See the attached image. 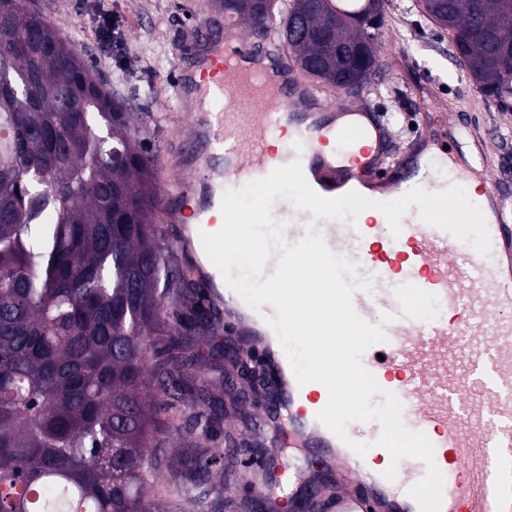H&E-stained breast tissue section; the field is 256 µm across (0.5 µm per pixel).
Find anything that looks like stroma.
<instances>
[{"label": "stroma", "instance_id": "obj_1", "mask_svg": "<svg viewBox=\"0 0 512 512\" xmlns=\"http://www.w3.org/2000/svg\"><path fill=\"white\" fill-rule=\"evenodd\" d=\"M414 2L386 0L384 24L378 32L381 67L356 94L392 119L395 145L401 150L419 132L415 87L422 81L428 83L435 99L431 111L442 108L463 114L486 143L490 172L512 207V112L501 111L476 91L467 71L448 54L447 31L418 12ZM30 5L62 37L71 40L75 50L95 67L105 87L127 102L136 141L151 154L154 164H161L172 140L184 131L175 84L182 62L179 47L203 21L210 36L223 38V14L215 11L211 0H31ZM103 8L112 14L118 46L102 47L94 37ZM122 59L134 65L136 74L120 82L116 72ZM161 230L167 262L179 274L178 288L198 287L209 273L184 245L186 229L165 224ZM209 379L214 396L221 398L234 391L238 407L212 417L204 434L193 432L187 422L185 402L162 412V420L172 426L157 450L163 478L171 484L182 481L184 458L201 449L226 448L230 454L208 482L190 493L173 495V503L178 512H203L199 509L203 503L208 506L204 512H264L261 505H248V490L238 479L261 458L259 450L243 451L238 430L256 401L254 379L249 369L242 367L228 374L210 373Z\"/></svg>", "mask_w": 512, "mask_h": 512}]
</instances>
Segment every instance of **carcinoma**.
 Segmentation results:
<instances>
[{"label": "carcinoma", "instance_id": "obj_1", "mask_svg": "<svg viewBox=\"0 0 512 512\" xmlns=\"http://www.w3.org/2000/svg\"><path fill=\"white\" fill-rule=\"evenodd\" d=\"M448 31L476 90L512 111V0H417ZM275 31L297 66L336 86L374 72L383 0H214ZM74 102L71 112L58 99ZM150 158L123 101L27 0H0V512H175L147 484L161 397L212 406L213 362L188 309L167 325L181 351L155 380L146 354L177 278L162 257ZM224 449L183 462L187 492Z\"/></svg>", "mask_w": 512, "mask_h": 512}]
</instances>
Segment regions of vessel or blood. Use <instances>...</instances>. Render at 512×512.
<instances>
[{
    "label": "vessel or blood",
    "instance_id": "obj_1",
    "mask_svg": "<svg viewBox=\"0 0 512 512\" xmlns=\"http://www.w3.org/2000/svg\"><path fill=\"white\" fill-rule=\"evenodd\" d=\"M181 54L194 60L191 72L176 77L188 128L180 167L163 169L159 178L163 223L186 224L202 212L200 229L211 232L215 221L207 213L227 190L296 160L312 189L327 198L374 186L378 200L389 201L415 187L438 192L459 185L480 207L491 238L485 256L423 223L414 209L396 237L376 209L350 227L313 220L284 203L276 221L291 244L315 224L330 250L372 279V292L352 296L363 320L376 324L382 314H394L386 341L369 347L361 361L399 398L404 425L432 442L444 475L441 512H512V212L489 173L456 160L454 150L471 138L470 128L460 123L446 134L425 123L395 155L382 113L354 105L298 68H275L286 54L282 47L244 41L231 27L225 41L194 40ZM403 283L436 294L438 317L400 316L393 289ZM206 304L223 312L247 351L275 340L266 323L272 306L253 310L229 289L207 294ZM264 364L275 402L252 408L250 438L263 440L273 455L310 449L326 459L332 477L308 486L297 469H278L271 481L250 488L266 512H283L299 499L308 512H419L408 489L423 478L424 462L402 460L396 479H384L374 468L389 457L376 444L377 422L349 426L352 439L371 445L365 456L356 455L317 419L329 399L324 385H298L283 350H273Z\"/></svg>",
    "mask_w": 512,
    "mask_h": 512
}]
</instances>
